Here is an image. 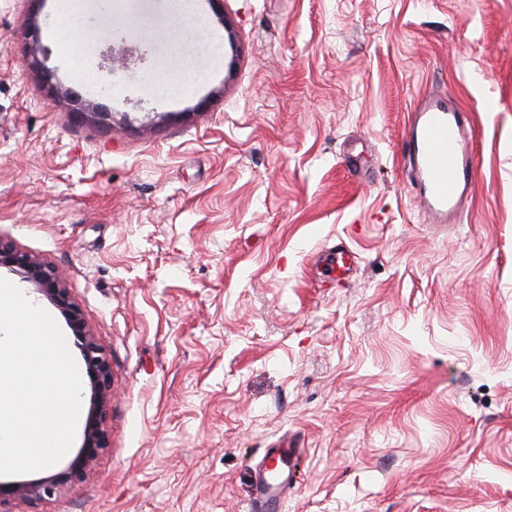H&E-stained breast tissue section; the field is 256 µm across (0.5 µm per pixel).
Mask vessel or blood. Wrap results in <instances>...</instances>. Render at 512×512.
Returning a JSON list of instances; mask_svg holds the SVG:
<instances>
[{
	"label": "vessel or blood",
	"instance_id": "obj_1",
	"mask_svg": "<svg viewBox=\"0 0 512 512\" xmlns=\"http://www.w3.org/2000/svg\"><path fill=\"white\" fill-rule=\"evenodd\" d=\"M415 116L405 133L404 147L424 212L432 223L458 214L473 192L470 121L465 112L443 99L425 97L413 106ZM355 255L344 245L328 249L322 277L328 283L347 280ZM294 449L281 445L266 449L254 471L255 512H276V505L292 481Z\"/></svg>",
	"mask_w": 512,
	"mask_h": 512
}]
</instances>
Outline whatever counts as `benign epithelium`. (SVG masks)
I'll return each mask as SVG.
<instances>
[{
  "label": "benign epithelium",
  "mask_w": 512,
  "mask_h": 512,
  "mask_svg": "<svg viewBox=\"0 0 512 512\" xmlns=\"http://www.w3.org/2000/svg\"><path fill=\"white\" fill-rule=\"evenodd\" d=\"M38 22L32 20L28 31L27 53L31 57L30 66L38 79L52 87L54 74L44 68L39 61L40 47L36 38ZM8 267L31 281L36 290L55 304L68 319L77 339L86 369L94 383L95 407L85 428L82 449L63 476H51L34 483L0 484V502L7 499H38L67 480L79 477L96 459L101 448L106 446L103 421L106 407L112 397V373L107 356L85 328L79 311L69 300L67 288L60 275L51 267L34 257L17 251L12 245L0 240V267Z\"/></svg>",
  "instance_id": "obj_1"
}]
</instances>
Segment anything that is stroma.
<instances>
[{
	"mask_svg": "<svg viewBox=\"0 0 512 512\" xmlns=\"http://www.w3.org/2000/svg\"><path fill=\"white\" fill-rule=\"evenodd\" d=\"M194 3L86 0L60 42L55 0H0V239L112 370L106 448L0 512H251L284 436L279 512H512V0ZM33 13L104 124L23 66ZM424 94L477 135L460 223L402 161ZM355 255L346 246L339 244L328 249L321 276L324 282L340 284L349 278ZM296 451L297 448H288V445L266 449L254 470V511L275 512L277 510V503L288 492V485L292 481L290 463Z\"/></svg>",
	"mask_w": 512,
	"mask_h": 512,
	"instance_id": "1",
	"label": "stroma"
}]
</instances>
